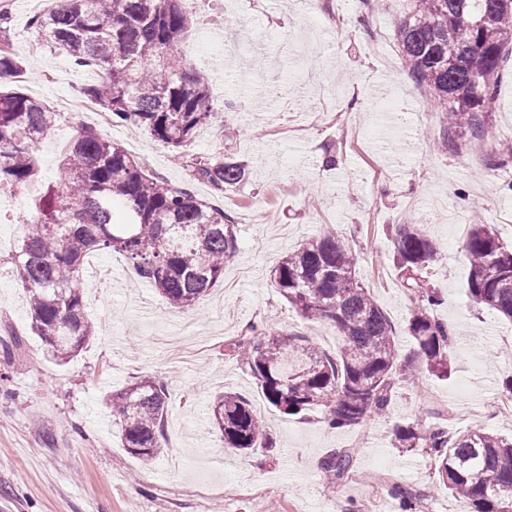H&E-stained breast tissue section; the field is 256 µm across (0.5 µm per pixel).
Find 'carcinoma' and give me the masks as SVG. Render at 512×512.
Masks as SVG:
<instances>
[{
  "instance_id": "obj_1",
  "label": "carcinoma",
  "mask_w": 512,
  "mask_h": 512,
  "mask_svg": "<svg viewBox=\"0 0 512 512\" xmlns=\"http://www.w3.org/2000/svg\"><path fill=\"white\" fill-rule=\"evenodd\" d=\"M183 0H54L31 21L37 40L68 54L78 68L102 72L80 88L118 123L146 128L185 158L191 176L217 192L238 185L246 166L233 156L189 157L184 148L217 118L206 72L174 52L192 27ZM401 66L429 89L445 112L441 152L458 151L456 136L480 132L498 87L505 44L512 43V5L496 0H396ZM23 59L0 48V78L25 70ZM62 115L16 90L0 91V192L42 181L31 145L50 135ZM392 262L415 305L408 333L415 358L400 355L392 326L357 276V255L331 229L305 240L271 272L280 295L308 320L331 323L342 345L335 355L297 332L252 325L249 337L227 343L257 381L267 403L290 416L321 412L330 428L357 426L388 413L396 385L422 370L448 378L451 328L435 318L439 291L423 273L440 250L416 224L390 228ZM97 251L121 253L174 308L195 305L224 276L237 237L224 210L148 174L119 143L79 126L55 181L42 186L25 222L13 264L28 293L30 329L54 359L75 357L96 334L85 313L82 269ZM467 297L512 320V249L488 224L470 225L463 244ZM123 446L142 461L166 447L168 394L142 376L110 392ZM224 447L250 454L272 451L263 418L238 393L211 406ZM405 448H425L440 486L470 512H512V439L484 430L450 433L435 424L398 425ZM354 453L332 449L320 468L331 483L353 469Z\"/></svg>"
}]
</instances>
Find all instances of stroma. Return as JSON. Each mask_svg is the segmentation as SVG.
I'll return each instance as SVG.
<instances>
[{"mask_svg":"<svg viewBox=\"0 0 512 512\" xmlns=\"http://www.w3.org/2000/svg\"><path fill=\"white\" fill-rule=\"evenodd\" d=\"M49 0H15L4 39L29 71L0 80L58 108L96 83L98 70H75L40 45L30 25ZM194 24L176 47L188 67H207L218 117L187 148L194 156L229 153L245 161V180L215 194L190 178L172 150L143 129L123 145L152 175L224 209L238 252L224 277L190 309L167 305L127 259L101 254L109 279L84 281L98 334L77 357L52 360L29 327L27 294L12 263L0 262V512H401L399 485L421 493L415 512H468L437 483L423 449L396 447L394 424L512 435V419L489 402L512 377V322L471 304L462 245L472 218L494 225L512 245V164L497 163V140L512 138V53H505L498 97L483 132H463L460 151L431 149L444 127L426 90L405 76L391 10L368 0H221L204 8L184 0ZM68 114L34 145L41 176L58 171L57 142L75 136ZM236 134L225 138V126ZM336 164H322L325 154ZM32 196L0 192V242L17 241ZM359 256L360 282L389 318L401 354L413 304L390 259L392 224H417L441 255L430 282L443 302L435 315L455 331L452 374L428 373L400 385L390 413L332 429L313 414L270 408L249 371L225 353L250 325L304 332L328 353L332 326L305 321L273 288L279 258L322 225ZM154 377L169 393L167 449L145 463L122 445L105 403L133 378ZM244 395L276 440L272 453L225 448L208 419L222 392ZM333 448H349V476L328 488L319 466Z\"/></svg>","mask_w":512,"mask_h":512,"instance_id":"obj_1","label":"stroma"}]
</instances>
